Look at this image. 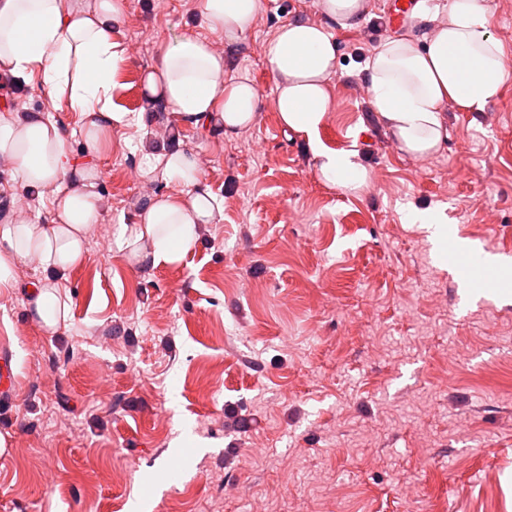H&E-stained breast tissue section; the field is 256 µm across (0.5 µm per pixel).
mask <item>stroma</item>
Listing matches in <instances>:
<instances>
[{"label":"stroma","mask_w":512,"mask_h":512,"mask_svg":"<svg viewBox=\"0 0 512 512\" xmlns=\"http://www.w3.org/2000/svg\"><path fill=\"white\" fill-rule=\"evenodd\" d=\"M359 28L334 32L332 111L319 131L358 151L368 187L322 183L306 139L273 107L265 43L318 14L315 0H266L231 47L232 75L261 95L257 123L230 138L174 129L145 107L141 71L193 31L195 0H126L112 39V103L145 112L87 155L77 113L39 80L0 85V114L55 120L76 159L100 170L105 213L85 264L61 285L68 318L47 335L28 284L0 292V512H512V299L464 304L453 258L439 259L408 211L448 219L451 242L512 258V79L481 112L448 111V136L419 163L370 119L363 68L385 37L422 34L370 0ZM196 151L224 208L182 264L142 268L113 252L152 193L142 149ZM480 179H472V171ZM0 224L17 204L53 217L0 167Z\"/></svg>","instance_id":"obj_1"}]
</instances>
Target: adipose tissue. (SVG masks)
I'll return each instance as SVG.
<instances>
[{"instance_id":"adipose-tissue-1","label":"adipose tissue","mask_w":512,"mask_h":512,"mask_svg":"<svg viewBox=\"0 0 512 512\" xmlns=\"http://www.w3.org/2000/svg\"><path fill=\"white\" fill-rule=\"evenodd\" d=\"M316 7L318 20L290 19L265 44L274 108L285 127L306 136L320 181L357 194L369 181L358 153L327 149L318 134L331 111L327 83L337 59L331 32L360 25L368 0H316ZM123 10L124 0H0V75L17 84L39 78L52 101L79 113L84 144L94 153L112 130L143 120L112 107L120 59L112 24ZM264 10L265 0H198L208 29L228 47ZM413 16L426 35L392 34L374 48L364 72L373 119L401 151L429 157L448 135L449 107L480 112L501 97L512 78V55L489 31L487 0H448L440 10L418 0ZM228 67L210 41L183 34L162 45L157 63L143 72L145 102L171 111L178 125L234 136L256 122L260 97L249 79L227 77ZM144 156L148 169H161L179 190L148 197L133 223L119 225L113 248L143 267L178 265L223 212L196 154L148 150ZM0 161L14 181L53 207L48 224H0V290L17 287L21 265L37 261L46 275L32 285L30 315L51 336L68 317L59 281L84 264L101 222L100 172L75 159L59 126L37 112L0 118Z\"/></svg>"}]
</instances>
